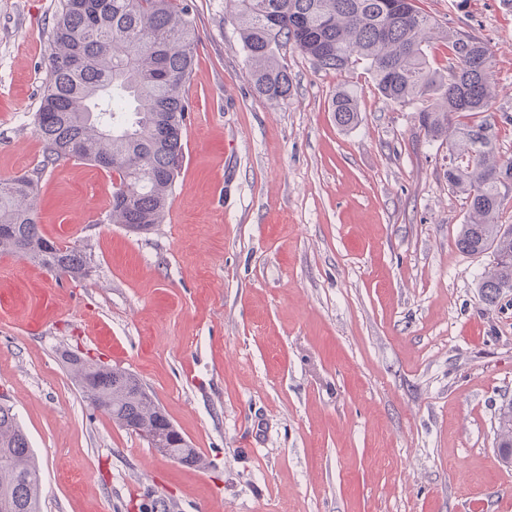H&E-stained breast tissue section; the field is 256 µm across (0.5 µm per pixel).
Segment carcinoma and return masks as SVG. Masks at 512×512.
Masks as SVG:
<instances>
[{"mask_svg":"<svg viewBox=\"0 0 512 512\" xmlns=\"http://www.w3.org/2000/svg\"><path fill=\"white\" fill-rule=\"evenodd\" d=\"M234 20L257 93L286 100L293 83L276 50L288 43L317 69L345 72L363 63L380 95L396 106L431 99L419 123L448 145V189L464 196L467 218L457 246L489 254L481 300L495 306L512 293V225L498 223L512 198V156L499 153L493 54L461 30H445L414 0H234ZM448 40V68L429 67L427 47ZM199 42L183 0H59L52 25L36 133L43 159L29 175L0 181V250L62 277L81 280L93 256L45 238L37 222L36 186L46 167L80 160L115 176L105 221L147 234L162 223L183 162V134ZM336 123L359 122L356 94L336 92ZM482 119L464 123L462 117ZM60 358L83 399L117 425L164 445L168 417L132 373L63 350ZM497 447L512 453V402L498 414ZM0 512H41V478L28 435L12 406L0 402Z\"/></svg>","mask_w":512,"mask_h":512,"instance_id":"obj_1","label":"carcinoma"}]
</instances>
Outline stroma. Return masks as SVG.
I'll return each instance as SVG.
<instances>
[{"label": "stroma", "mask_w": 512, "mask_h": 512, "mask_svg": "<svg viewBox=\"0 0 512 512\" xmlns=\"http://www.w3.org/2000/svg\"><path fill=\"white\" fill-rule=\"evenodd\" d=\"M199 31L184 160L162 224L104 222L112 175L65 160L37 190L42 234L87 247L83 281L0 252V397L41 467L42 512H512L495 451L512 400V299L480 298L463 196L424 102L386 103L360 66L279 51L294 92L253 87L233 0H185ZM58 0H0V179L35 132ZM488 43L512 154V5L416 0ZM358 94L341 128L331 101ZM128 370L205 462L187 468L83 401L59 353ZM331 109L336 117V123L343 128L354 127L359 122L357 96L349 89L336 92Z\"/></svg>", "instance_id": "stroma-1"}]
</instances>
